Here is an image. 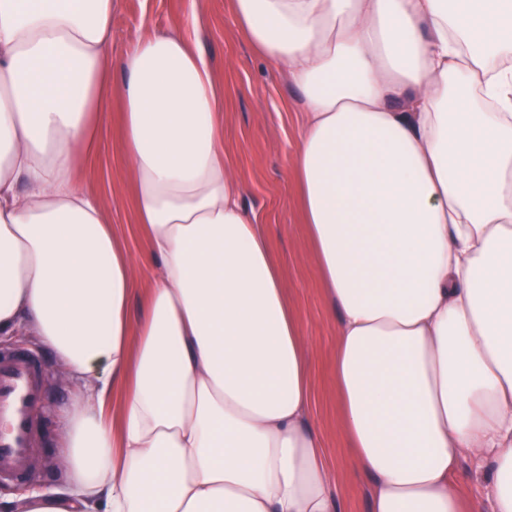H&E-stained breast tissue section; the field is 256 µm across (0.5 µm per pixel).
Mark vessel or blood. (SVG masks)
I'll list each match as a JSON object with an SVG mask.
<instances>
[{"label": "vessel or blood", "instance_id": "b4317fda", "mask_svg": "<svg viewBox=\"0 0 512 512\" xmlns=\"http://www.w3.org/2000/svg\"><path fill=\"white\" fill-rule=\"evenodd\" d=\"M45 372L29 350L0 349V482L27 479L40 465L35 412L43 402Z\"/></svg>", "mask_w": 512, "mask_h": 512}]
</instances>
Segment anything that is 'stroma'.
Segmentation results:
<instances>
[{"instance_id":"35a3bbf8","label":"stroma","mask_w":512,"mask_h":512,"mask_svg":"<svg viewBox=\"0 0 512 512\" xmlns=\"http://www.w3.org/2000/svg\"><path fill=\"white\" fill-rule=\"evenodd\" d=\"M193 11L202 13L207 21L199 47L212 63L215 85L223 98L224 152L249 187L257 221L269 235L282 270L288 302L301 317L309 339L314 414L329 454L336 455L343 451L331 372L336 326L325 313L324 289L297 203L291 165L299 134V90L253 53L236 26L229 0H122L120 11L112 18L111 56L120 58L149 30L180 27ZM121 80L116 70L105 79L113 119L103 129L99 152L89 159L95 173L83 178L82 185L101 200L109 223L132 245L136 242L134 180L120 149ZM13 347L36 351L44 360L46 397L36 414L40 428L37 451L44 462L31 484L54 488L62 480L56 465L57 438L76 389L60 380L49 350L20 333L0 335V348Z\"/></svg>"}]
</instances>
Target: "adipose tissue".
<instances>
[{
	"mask_svg": "<svg viewBox=\"0 0 512 512\" xmlns=\"http://www.w3.org/2000/svg\"><path fill=\"white\" fill-rule=\"evenodd\" d=\"M120 3L0 0V333L77 388L65 489L7 512H341L347 465L370 512H512V0H232L303 97L293 175L336 324L337 461L198 17L114 63ZM113 67L135 252L77 179Z\"/></svg>",
	"mask_w": 512,
	"mask_h": 512,
	"instance_id": "1",
	"label": "adipose tissue"
}]
</instances>
